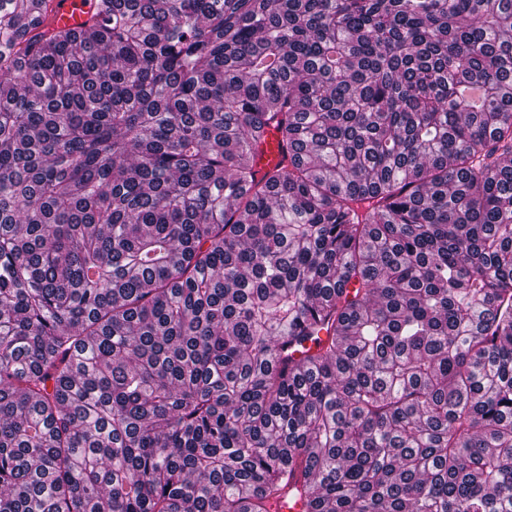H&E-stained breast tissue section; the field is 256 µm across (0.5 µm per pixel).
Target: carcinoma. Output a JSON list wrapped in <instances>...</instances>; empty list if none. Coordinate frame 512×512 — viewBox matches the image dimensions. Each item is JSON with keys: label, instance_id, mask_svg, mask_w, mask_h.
<instances>
[{"label": "carcinoma", "instance_id": "carcinoma-1", "mask_svg": "<svg viewBox=\"0 0 512 512\" xmlns=\"http://www.w3.org/2000/svg\"><path fill=\"white\" fill-rule=\"evenodd\" d=\"M37 2L0 512H512V0ZM52 8L55 26L83 32L89 29L92 12L90 0H54ZM259 169L262 172L273 168L278 163H281L282 168H288V155L286 156L279 150L278 141L273 133H271L259 150Z\"/></svg>", "mask_w": 512, "mask_h": 512}]
</instances>
